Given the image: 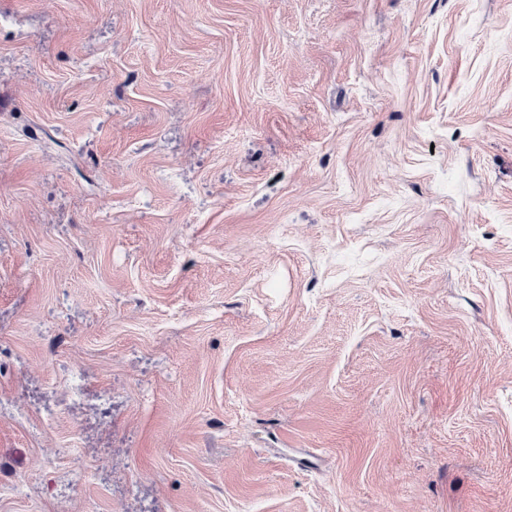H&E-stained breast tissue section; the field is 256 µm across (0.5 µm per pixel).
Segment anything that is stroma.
Listing matches in <instances>:
<instances>
[{"label": "stroma", "instance_id": "35a3bbf8", "mask_svg": "<svg viewBox=\"0 0 512 512\" xmlns=\"http://www.w3.org/2000/svg\"><path fill=\"white\" fill-rule=\"evenodd\" d=\"M0 512H512V0H0Z\"/></svg>", "mask_w": 512, "mask_h": 512}]
</instances>
